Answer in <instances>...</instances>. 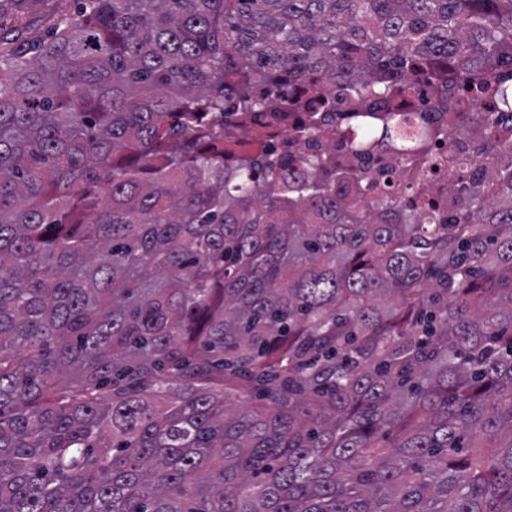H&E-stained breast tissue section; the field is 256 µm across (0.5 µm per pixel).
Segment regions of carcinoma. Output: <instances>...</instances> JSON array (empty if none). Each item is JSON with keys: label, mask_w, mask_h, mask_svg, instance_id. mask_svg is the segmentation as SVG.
<instances>
[{"label": "carcinoma", "mask_w": 512, "mask_h": 512, "mask_svg": "<svg viewBox=\"0 0 512 512\" xmlns=\"http://www.w3.org/2000/svg\"><path fill=\"white\" fill-rule=\"evenodd\" d=\"M0 0V512H512V0ZM448 120L407 136L416 87ZM355 107L451 223L348 160ZM495 452L486 456V445ZM74 5L75 0H50L48 9L45 13L40 16L38 12H35L30 16L34 22L29 30L25 32V35L29 38L43 37L46 33L48 24L53 20V16L55 14L72 11ZM340 112H331L326 117L327 128L333 132V135L322 139L319 143V148H314L315 143L309 147L307 144L291 145L288 149L295 151L314 152L315 150L325 152L326 155L330 154L335 156L336 159H343L348 156L350 149L347 146L352 138L354 114L349 113L351 109L346 103L339 106ZM283 119L279 122L271 123L266 116H259L255 124L251 125L239 135L241 147L252 154L275 150H284V140L288 136V129L299 120L298 112H281ZM265 131L264 141L260 145H253L254 130ZM450 175V169L444 168V170H438L436 172H430L428 174L427 181L424 185H420L422 189L428 193V196H421L416 192L417 181L414 179L410 172L399 170L395 175L396 182L399 184L403 191L404 203L406 213L418 214L424 211L423 200L432 196H438L443 198L445 207L441 221L444 223L448 222V216L455 213L456 209L448 202L446 203L445 194L442 189L448 190V177Z\"/></svg>", "instance_id": "1"}]
</instances>
